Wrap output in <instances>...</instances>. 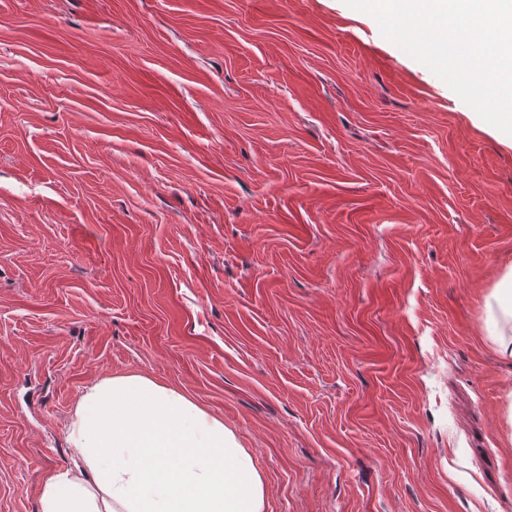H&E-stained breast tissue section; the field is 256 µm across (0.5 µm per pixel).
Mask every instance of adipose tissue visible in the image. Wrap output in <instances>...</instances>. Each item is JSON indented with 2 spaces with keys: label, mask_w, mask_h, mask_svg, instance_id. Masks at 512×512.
<instances>
[{
  "label": "adipose tissue",
  "mask_w": 512,
  "mask_h": 512,
  "mask_svg": "<svg viewBox=\"0 0 512 512\" xmlns=\"http://www.w3.org/2000/svg\"><path fill=\"white\" fill-rule=\"evenodd\" d=\"M67 442L41 512H263V477L223 418L149 376L88 387Z\"/></svg>",
  "instance_id": "obj_1"
}]
</instances>
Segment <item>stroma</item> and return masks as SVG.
<instances>
[{
  "label": "stroma",
  "instance_id": "obj_1",
  "mask_svg": "<svg viewBox=\"0 0 512 512\" xmlns=\"http://www.w3.org/2000/svg\"><path fill=\"white\" fill-rule=\"evenodd\" d=\"M511 270L512 145L343 0H0V512L131 373L264 512H512ZM512 273L505 276L503 285L486 300L488 317L496 324L502 321L512 330Z\"/></svg>",
  "mask_w": 512,
  "mask_h": 512
}]
</instances>
